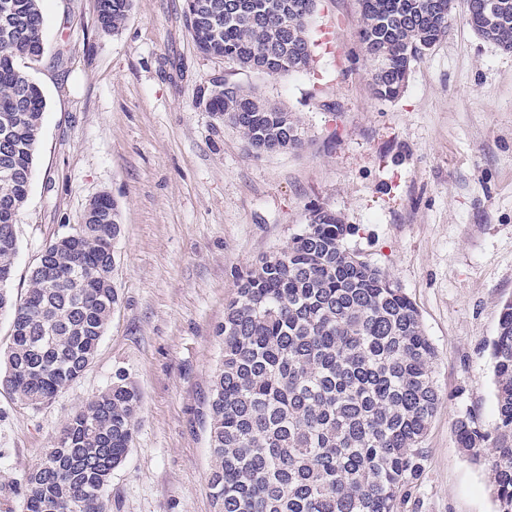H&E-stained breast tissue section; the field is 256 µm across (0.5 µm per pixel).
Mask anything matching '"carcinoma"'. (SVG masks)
Instances as JSON below:
<instances>
[{"mask_svg": "<svg viewBox=\"0 0 512 512\" xmlns=\"http://www.w3.org/2000/svg\"><path fill=\"white\" fill-rule=\"evenodd\" d=\"M318 0H185L197 49L221 58L208 110L257 152L302 145L300 121L259 91L230 79L312 69L317 43L309 20ZM358 40L374 63L372 88L384 100L404 90L411 62L448 32L455 0H357ZM463 0L468 24L512 51V0H493L490 17ZM132 0H98L107 32L124 26ZM40 0H0V205L27 198L46 101L17 58L44 55ZM16 224L0 217V313L11 320L0 352V386L23 405L51 402L93 361L118 303L112 272L120 234L117 204L102 194L83 223L47 241L16 302L9 291L18 253ZM352 232L336 213L316 209L280 253L237 283L218 329L222 362L209 397V484L215 512H400L421 471L422 443L439 394L435 350L408 296L351 252ZM495 362L497 420L455 423L474 461L494 443L490 484L497 512H512V300L503 303ZM140 406L136 387L112 385L68 420L25 473V512H109L112 472L123 463Z\"/></svg>", "mask_w": 512, "mask_h": 512, "instance_id": "carcinoma-1", "label": "carcinoma"}]
</instances>
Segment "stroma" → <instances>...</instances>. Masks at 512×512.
<instances>
[{
  "instance_id": "obj_1",
  "label": "stroma",
  "mask_w": 512,
  "mask_h": 512,
  "mask_svg": "<svg viewBox=\"0 0 512 512\" xmlns=\"http://www.w3.org/2000/svg\"><path fill=\"white\" fill-rule=\"evenodd\" d=\"M97 2L41 3L45 52L29 74L46 109L11 288L23 299L45 242L106 194L120 214L119 303L92 364L54 400L32 408L0 388V512H23L25 471L119 372L141 406L112 473V512H215L216 331L239 278L318 208L352 226L349 249L402 288L435 348L440 404L403 512H496L493 451L471 460L454 425L497 418L490 343L512 299V52L456 8L404 93L384 100L357 41V0H320L310 29L330 43L314 71L240 76L302 124L301 148L260 154L206 108L225 65L197 50L184 0H133L115 34L99 28Z\"/></svg>"
}]
</instances>
